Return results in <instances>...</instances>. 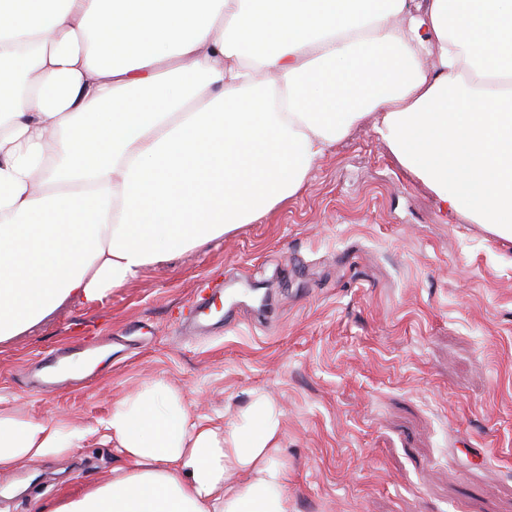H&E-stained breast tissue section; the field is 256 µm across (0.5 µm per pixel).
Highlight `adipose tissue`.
Wrapping results in <instances>:
<instances>
[{
  "label": "adipose tissue",
  "instance_id": "adipose-tissue-1",
  "mask_svg": "<svg viewBox=\"0 0 512 512\" xmlns=\"http://www.w3.org/2000/svg\"><path fill=\"white\" fill-rule=\"evenodd\" d=\"M2 73L0 342L268 214L369 116L512 240V0H0ZM97 431L111 481L36 512H292L265 393L219 424L155 380ZM83 438L0 409V472Z\"/></svg>",
  "mask_w": 512,
  "mask_h": 512
}]
</instances>
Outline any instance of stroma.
Here are the masks:
<instances>
[{
	"instance_id": "35a3bbf8",
	"label": "stroma",
	"mask_w": 512,
	"mask_h": 512,
	"mask_svg": "<svg viewBox=\"0 0 512 512\" xmlns=\"http://www.w3.org/2000/svg\"><path fill=\"white\" fill-rule=\"evenodd\" d=\"M213 278L221 322L186 332ZM94 351L104 365L36 391ZM155 379L228 421L268 393L293 512H512V241L448 216L354 124L269 214L0 342V403L85 434L0 473V512L110 481L115 450L93 429Z\"/></svg>"
}]
</instances>
